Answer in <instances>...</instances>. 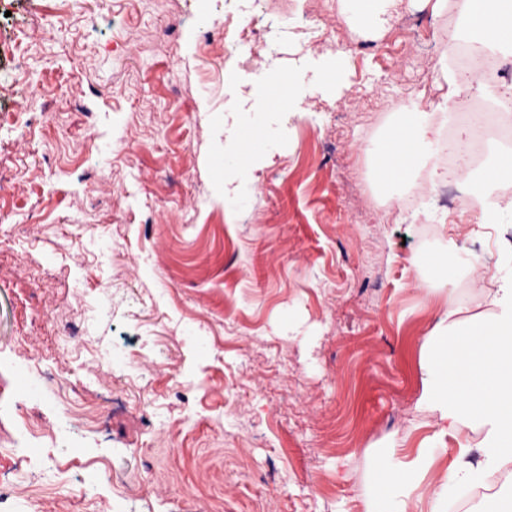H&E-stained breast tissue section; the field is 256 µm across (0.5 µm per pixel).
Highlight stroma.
<instances>
[{"label": "stroma", "instance_id": "1", "mask_svg": "<svg viewBox=\"0 0 512 512\" xmlns=\"http://www.w3.org/2000/svg\"><path fill=\"white\" fill-rule=\"evenodd\" d=\"M264 2L235 22L288 31L266 68L330 30L354 46L338 97L299 71L307 114L276 116L227 196L249 74L224 65L225 0H0V512H379L377 460L421 447L428 512L455 443L421 400L426 338L512 273V223L404 204L462 0H404L381 35L340 0ZM406 96L425 161L391 182ZM238 112H226L224 114V160L230 166L235 167L239 174L250 173L259 168L255 151H241V136L239 125L234 120L228 126V118L235 117ZM402 135L397 134L391 141L390 146L395 143H401ZM389 147L384 146L378 152V164L380 169L384 167H390L398 171H407L411 166L414 165L416 157L411 156V151H390Z\"/></svg>", "mask_w": 512, "mask_h": 512}]
</instances>
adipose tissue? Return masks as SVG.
Masks as SVG:
<instances>
[{"mask_svg":"<svg viewBox=\"0 0 512 512\" xmlns=\"http://www.w3.org/2000/svg\"><path fill=\"white\" fill-rule=\"evenodd\" d=\"M469 33L503 55L512 54V0H463ZM489 318L461 325L448 308L428 338L421 362L422 401L437 410L456 445L448 469L457 484L472 486L501 476L482 512H512V277L484 291ZM378 491L396 486L395 512H417L411 492L423 478L422 460L391 469L376 463Z\"/></svg>","mask_w":512,"mask_h":512,"instance_id":"ef3b65f1","label":"adipose tissue"}]
</instances>
